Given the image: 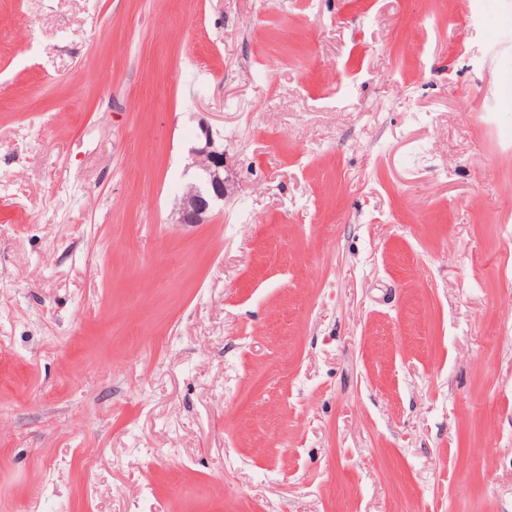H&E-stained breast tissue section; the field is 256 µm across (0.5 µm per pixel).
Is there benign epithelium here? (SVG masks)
I'll use <instances>...</instances> for the list:
<instances>
[{"instance_id": "benign-epithelium-1", "label": "benign epithelium", "mask_w": 512, "mask_h": 512, "mask_svg": "<svg viewBox=\"0 0 512 512\" xmlns=\"http://www.w3.org/2000/svg\"><path fill=\"white\" fill-rule=\"evenodd\" d=\"M199 145L191 150L197 178L183 193L176 223L185 226L206 224L213 207L224 201L228 192L224 178V135L206 121L199 123Z\"/></svg>"}]
</instances>
